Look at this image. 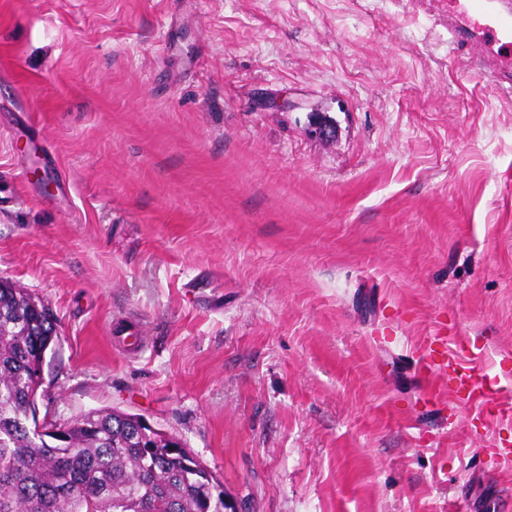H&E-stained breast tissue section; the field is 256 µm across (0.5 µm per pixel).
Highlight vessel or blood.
I'll use <instances>...</instances> for the list:
<instances>
[{
  "instance_id": "obj_1",
  "label": "vessel or blood",
  "mask_w": 512,
  "mask_h": 512,
  "mask_svg": "<svg viewBox=\"0 0 512 512\" xmlns=\"http://www.w3.org/2000/svg\"><path fill=\"white\" fill-rule=\"evenodd\" d=\"M448 44L475 52L477 80L512 92V0H448ZM431 372L447 380L448 393L457 402L502 418L512 416V409L498 402L494 384L476 367L465 365L459 349L424 355L419 374L424 377Z\"/></svg>"
}]
</instances>
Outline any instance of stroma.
Returning <instances> with one entry per match:
<instances>
[{"instance_id": "stroma-1", "label": "stroma", "mask_w": 512, "mask_h": 512, "mask_svg": "<svg viewBox=\"0 0 512 512\" xmlns=\"http://www.w3.org/2000/svg\"><path fill=\"white\" fill-rule=\"evenodd\" d=\"M447 8L0 0V113L56 159L0 132V278L58 417L142 415L237 512H512V420L416 371L454 336L512 403V93Z\"/></svg>"}]
</instances>
